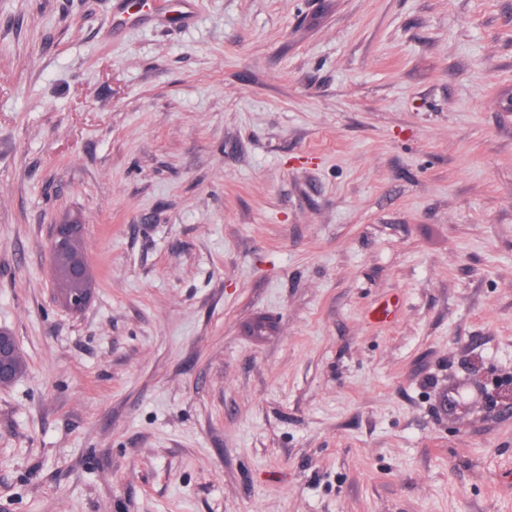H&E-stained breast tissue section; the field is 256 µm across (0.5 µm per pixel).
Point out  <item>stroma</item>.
<instances>
[{
	"instance_id": "stroma-1",
	"label": "stroma",
	"mask_w": 512,
	"mask_h": 512,
	"mask_svg": "<svg viewBox=\"0 0 512 512\" xmlns=\"http://www.w3.org/2000/svg\"><path fill=\"white\" fill-rule=\"evenodd\" d=\"M117 2L0 0V512H512L447 402L512 381V0ZM87 258L82 232L66 249L51 254L52 284L56 298L61 305L69 296L76 293L83 291L93 293L94 278L92 273L89 276H79L77 274L79 269L86 266ZM17 345L13 340H6L5 337H0V387H5L11 383L16 375L14 382L21 378L26 370L27 363L21 351H15ZM15 351L12 359L13 371L8 361L10 355Z\"/></svg>"
}]
</instances>
